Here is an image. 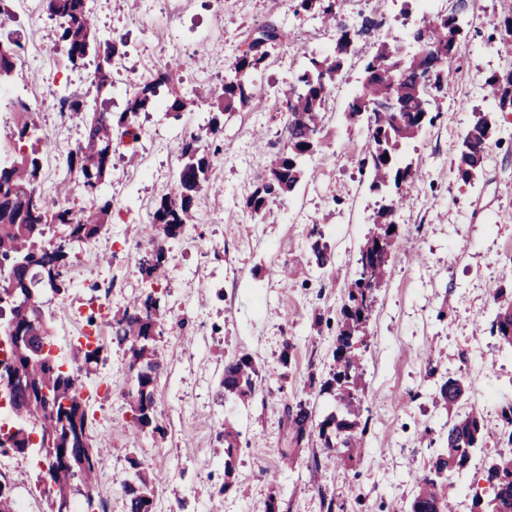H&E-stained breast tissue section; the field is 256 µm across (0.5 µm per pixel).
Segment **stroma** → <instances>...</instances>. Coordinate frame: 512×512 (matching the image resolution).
<instances>
[{"label":"stroma","mask_w":512,"mask_h":512,"mask_svg":"<svg viewBox=\"0 0 512 512\" xmlns=\"http://www.w3.org/2000/svg\"><path fill=\"white\" fill-rule=\"evenodd\" d=\"M93 13L101 37L121 34L128 42L125 81L108 103L113 112L125 109L144 64L161 70L171 59L181 60L170 86L159 89L164 100L172 89L187 94L220 86L236 48L263 24L306 37L301 45L271 47L254 76L255 98L225 116L222 150L213 156L210 181L197 200L199 221L167 244V261L153 277L140 269L146 248L140 227L174 187L184 163L182 142L205 124V105L178 118L156 109L139 114V140L121 143L112 157L109 223L96 240L75 247L67 293L43 297L61 361H68L72 343L86 331L87 317H99L105 359L89 368L84 383L93 394L90 433L108 451L104 465L123 474L126 454L134 452L153 482L155 512H210L212 491L224 481L218 434L229 424L239 431L240 444L223 512H265L274 489L279 512H327L331 497L345 500L347 512H407L423 464L444 446L447 415L435 403L442 380L467 378L468 401L491 426L499 415L489 395L512 399V354L489 330L491 286H512V112L496 113L497 132L477 181L463 183L454 165L465 130L488 109L485 78L512 61V38L503 31L512 0H466L465 31L447 61L453 95L435 98L437 120L404 148L419 178L395 215L404 245L391 257L367 327L365 452L341 466L329 462L318 443L295 441L284 407L308 397L317 421L336 408L332 396L308 395V375L328 371L332 362L345 292L336 273L355 270L377 202L369 189L366 127L347 114L350 89L362 81L364 63L385 31L396 33L401 52H415L409 31L422 21L417 0H347L349 23L371 18L384 26L362 37L344 63L338 94L324 115L322 146L307 163L316 177L260 218L251 217L245 201L264 158L283 146L287 118L271 109L268 94L292 85L307 57L327 52L334 31L316 12H295L290 0H219L215 6L207 0H97ZM87 75L64 60L47 67L24 53L0 85V96L35 106L53 84L90 95ZM131 149L138 154L133 165L125 159ZM314 224L322 225L332 249V262L323 269L309 247ZM149 288L167 309L154 390L165 434L135 439L127 428L129 355L111 343L112 320ZM318 315L323 324L315 331ZM287 340L294 350L284 365L279 356ZM219 347L229 356L254 358L260 372L254 396H221L224 364L213 355ZM437 352L444 363L432 374L427 362ZM41 469L32 453L0 457V479L15 480V500L25 512H47L35 489ZM273 473L274 485L268 480ZM354 486L364 492L365 506L351 502Z\"/></svg>","instance_id":"obj_1"}]
</instances>
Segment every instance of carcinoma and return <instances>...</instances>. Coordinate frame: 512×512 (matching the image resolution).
Instances as JSON below:
<instances>
[{
  "label": "carcinoma",
  "mask_w": 512,
  "mask_h": 512,
  "mask_svg": "<svg viewBox=\"0 0 512 512\" xmlns=\"http://www.w3.org/2000/svg\"><path fill=\"white\" fill-rule=\"evenodd\" d=\"M344 0H296L295 10L320 14L322 21L335 27L332 52L311 57L289 89L276 99L275 110L287 113V148L272 153L262 169L259 185L246 201L253 217H261L269 206L292 195L306 176L303 161L315 154L323 138V117L330 91L335 87L345 59L364 35L380 27V22L365 20L361 26H348L341 20ZM47 16L56 20L53 47L73 68L90 62L94 65L92 85L95 96L87 101L81 93L61 91L58 112L75 117L84 133L65 158L66 173L75 176L90 205L77 214L70 208L46 200L39 182L41 162L38 153H27L21 143L39 130L38 107L23 101L14 104L9 138L10 159L0 158V335L15 337L0 360V396H6L17 425L0 432L1 454L45 455L49 484L36 483V489L48 502L50 512H62L63 502L72 491L83 488V512H102L94 491L99 465L108 452L91 442L87 400L81 396L83 370L104 359L105 346L99 341L78 343L73 348V364L63 368L45 348L52 346L45 322L40 290L62 294L70 287L71 253L74 244L98 237L112 208L100 190L112 164V153L125 136L138 137L135 119L156 105L157 89L168 79V72L157 71L154 79L135 88L123 112H110L103 97L112 93L119 71L116 60L125 55L127 40L102 39L86 0H44ZM460 37L456 13L437 16L417 28L414 40L421 47L412 58H402L386 38L365 65L361 92L349 105L353 121L366 122L370 145V187L384 192L382 203L374 211V231L360 249L357 269L346 285L339 310V332L328 372L309 373V393L333 396L339 413L322 421H313L308 400L300 399L287 408L290 429L296 442L315 440L336 459L358 456L367 426L359 420L364 392L363 349L366 348V324L375 292L384 283L391 253L400 244L393 217L404 201L403 185L412 181L416 170L403 163V145L414 139L427 125L434 123L431 102L446 96L451 89V74L445 69ZM288 39V34L273 26L256 29L245 49L234 56L231 72L218 92L208 99L216 107L206 127L185 138L181 152L184 164L174 189L163 195L144 225L151 249L142 258V269L153 277L166 262V244L178 238L183 227L196 220V199L209 183L211 147L207 140L222 132L221 116L246 106L255 96L253 74L268 57L267 47ZM22 45L0 41V81L11 76ZM433 71L434 82L427 84L424 74ZM499 74L485 79L498 107H512V81L498 85ZM203 98L177 94L168 101L167 111L178 117L194 110ZM496 131L490 113H479L464 134L455 161L458 177L471 184L483 172L488 144ZM55 225L64 228L58 238H47ZM310 250L318 267L331 262L330 244L319 225L309 231ZM495 311L490 333L512 349V289H492ZM167 329L165 306L152 290L135 297L121 318L112 323V343L130 354L132 382L127 392L132 417L131 432L161 433L156 423L154 385L162 369L158 338ZM259 378L255 361L247 353L224 358L221 380L226 399H242L254 394ZM468 383L461 377H448L439 386L436 399L448 412L445 422L446 448L422 469L417 490L407 512H456L455 485L448 474L465 472L473 449L481 448L486 437L494 434L485 424L483 412L475 405L464 406ZM240 433L224 425V484L212 492L217 503L232 486L234 459ZM132 474L122 480L127 512H152L154 487L142 462L127 458ZM483 479L489 494L472 497L469 512H512V405L501 413V428L495 454L486 463Z\"/></svg>",
  "instance_id": "1"
}]
</instances>
